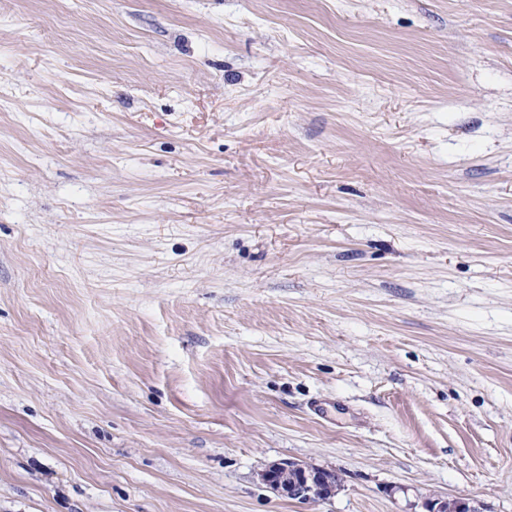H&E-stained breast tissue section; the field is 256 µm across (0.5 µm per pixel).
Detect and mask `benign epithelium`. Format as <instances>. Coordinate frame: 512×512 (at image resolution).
<instances>
[{"label":"benign epithelium","instance_id":"7a95c632","mask_svg":"<svg viewBox=\"0 0 512 512\" xmlns=\"http://www.w3.org/2000/svg\"><path fill=\"white\" fill-rule=\"evenodd\" d=\"M329 471L308 466L300 461L283 460L265 468L261 481L290 499L300 503L324 502L333 497ZM427 512H480L471 497L438 496L426 503Z\"/></svg>","mask_w":512,"mask_h":512}]
</instances>
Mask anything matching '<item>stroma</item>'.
I'll use <instances>...</instances> for the list:
<instances>
[{"label":"stroma","instance_id":"35a3bbf8","mask_svg":"<svg viewBox=\"0 0 512 512\" xmlns=\"http://www.w3.org/2000/svg\"><path fill=\"white\" fill-rule=\"evenodd\" d=\"M461 495L512 512V0H0V512ZM330 470L308 466L300 461L283 460L265 468L261 481L290 499L300 503L324 502L333 497Z\"/></svg>","mask_w":512,"mask_h":512}]
</instances>
